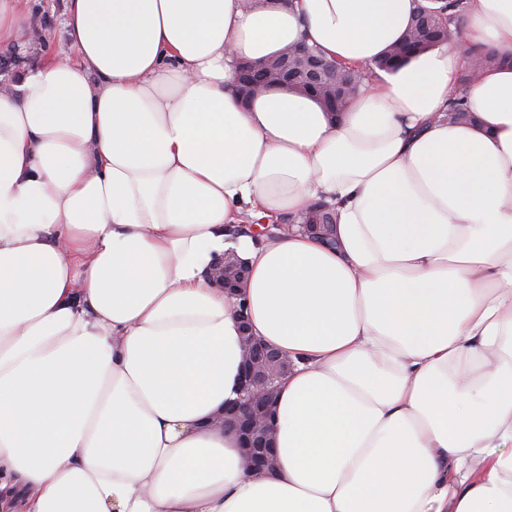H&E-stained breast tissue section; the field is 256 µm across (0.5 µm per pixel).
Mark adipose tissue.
Returning <instances> with one entry per match:
<instances>
[{
	"instance_id": "obj_1",
	"label": "adipose tissue",
	"mask_w": 512,
	"mask_h": 512,
	"mask_svg": "<svg viewBox=\"0 0 512 512\" xmlns=\"http://www.w3.org/2000/svg\"><path fill=\"white\" fill-rule=\"evenodd\" d=\"M415 6L69 0L0 92V512H512V0L373 70ZM300 43L369 71L343 111L242 102L235 61ZM319 200L335 248L226 233ZM243 304L293 363L272 478L217 423Z\"/></svg>"
}]
</instances>
